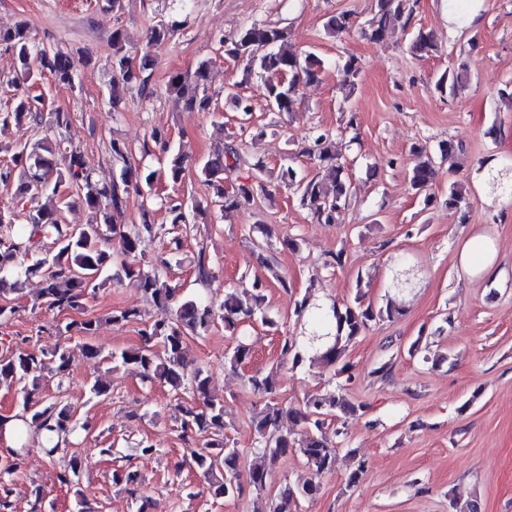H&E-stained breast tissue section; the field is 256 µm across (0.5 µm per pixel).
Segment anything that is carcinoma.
<instances>
[{
  "instance_id": "cac0c4a2",
  "label": "carcinoma",
  "mask_w": 512,
  "mask_h": 512,
  "mask_svg": "<svg viewBox=\"0 0 512 512\" xmlns=\"http://www.w3.org/2000/svg\"><path fill=\"white\" fill-rule=\"evenodd\" d=\"M412 9L407 0H374L372 17L363 30L374 43L385 40L391 25L399 20L408 24ZM353 27L352 14L345 11L328 17L325 31L335 37ZM176 24H160L150 31L148 46L168 41ZM288 27L252 23L244 26L237 37L222 42L224 60L244 64V76L255 75L264 80L265 100L273 112H290L299 97V87L318 79L323 62L314 53L292 50ZM0 46L14 57L15 74L10 83L16 88L13 106L0 112V130L11 125L26 126L40 133V137L25 142L15 141L6 146L11 153V164L0 169V182H15V194L29 204L24 223H17L11 211L0 210V297L9 292H22L26 279L42 276L38 305L62 311L84 310L91 290L99 285L101 276L115 263L121 272L115 280L138 289L141 294L158 305L174 309L171 321H156L141 330V344L112 353V359L123 366L139 371L142 380L158 381L174 393L190 390L201 403L181 407V439L192 465L204 477L209 496L214 500L248 491L258 494L266 489L271 465L290 452L300 454L313 472V477L286 486L268 512H296L302 499L315 498L320 490L317 476L332 469L336 452L345 440V427L334 429L337 440L329 438L327 430L333 421L346 420L363 411V406L347 398L346 384L353 378V366L345 361L349 344L373 324L390 320L400 313L395 303L388 301L375 306L367 300L363 281L357 280L352 301L343 305L332 302L317 304L307 294L295 300L293 315L307 323L311 336L306 344L284 336L281 342L282 361L290 369L319 363L332 377L342 380L333 392H316L306 397L299 409L284 408L269 401L252 419L257 441L252 450L253 461L248 471L239 468V451L224 441V399L212 393L210 377L194 366L189 357L188 339L204 336L219 321L224 330L237 335L236 345L228 357L233 369L246 363L252 356L246 340V329L259 320L265 326L276 328L277 322L267 309V281L256 278L252 286L242 290L231 289L224 301L211 302L189 298L182 294L181 285L169 276L171 260L159 256L147 268L142 264L143 245L161 235H171L175 245L188 233L206 212L217 206L229 214L243 207L256 206L271 198L267 184L275 181L296 191L300 203L307 207L316 221L336 223L337 214L352 199V182L344 175V166L336 155L332 132L320 131L307 141L300 153L316 161L314 175L302 172L292 165L280 167L278 172L267 170L262 161L251 163L255 174L228 191L224 188L226 175L246 161L237 143L231 141L218 147L196 168L199 178L211 189V196L169 197L164 206L168 226L155 223L152 210L141 208L140 222L119 224L127 199L133 193L145 200L154 193L161 179L176 186L184 182L186 160L180 154H169L164 167L145 169L132 161L129 146L119 140L111 141L112 159L122 164L121 171L109 184H98L86 167L82 153L70 136V113L58 109L45 111L41 95L31 92L34 84L45 74L56 81L76 84L78 67H88L92 58H73L69 53L36 44L27 22L14 28L0 30ZM112 83L110 100L117 108L125 94L137 93L143 97L154 94L151 83L155 58L146 50L135 56L126 49V36L117 28L112 32ZM411 52L426 59L438 52L432 33L418 28L412 32ZM210 61H200L194 70L176 72L169 76L167 87L174 93L184 109L193 112H213L216 103L209 91ZM462 81V72L444 71L436 80L440 93H453ZM456 150L453 141L439 144L433 153L425 143L411 147L413 165L408 171V182L417 193L427 190L438 174L440 165ZM470 184L455 180L448 184V209L466 214L469 206ZM75 194L94 214L85 224H65L59 211L44 204L56 197ZM195 281L208 285L214 278L211 264L202 252L195 262ZM61 335L75 332L86 339L83 350L87 357L99 356L91 343L96 331L95 321H72L57 327ZM71 356L67 347L60 345L50 353L30 350L21 346L0 355V386L16 389L23 395L22 410L15 417L27 427L41 431L46 452L53 455L70 444L69 438L81 429L89 431L90 424L76 419V410L69 405L42 406L35 398L44 370L62 374L69 370ZM247 384L256 392L272 394L276 391L271 375L260 371L248 376ZM301 427V432L284 431L283 419ZM17 447L0 458V512H10V489L6 477L12 475L22 458L28 453L27 436L16 433ZM81 463L72 457L69 467L57 475L60 484L75 488L77 512H87L86 499L80 485Z\"/></svg>"
}]
</instances>
